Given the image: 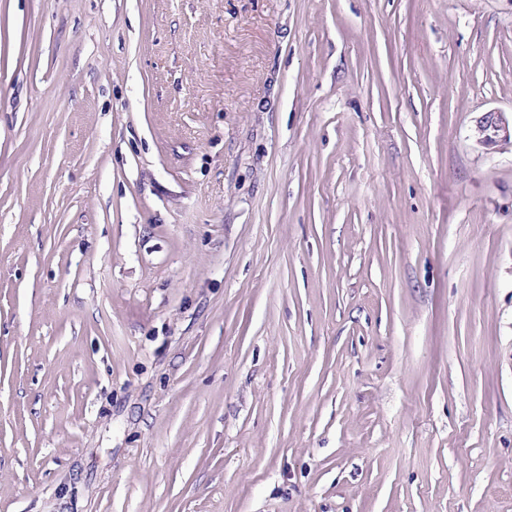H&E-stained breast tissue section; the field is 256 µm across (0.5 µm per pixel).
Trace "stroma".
Here are the masks:
<instances>
[{
    "label": "stroma",
    "instance_id": "35a3bbf8",
    "mask_svg": "<svg viewBox=\"0 0 512 512\" xmlns=\"http://www.w3.org/2000/svg\"><path fill=\"white\" fill-rule=\"evenodd\" d=\"M512 0H0V512H512ZM477 141L490 145L500 141H512V116L506 118L504 112H488L477 126Z\"/></svg>",
    "mask_w": 512,
    "mask_h": 512
}]
</instances>
